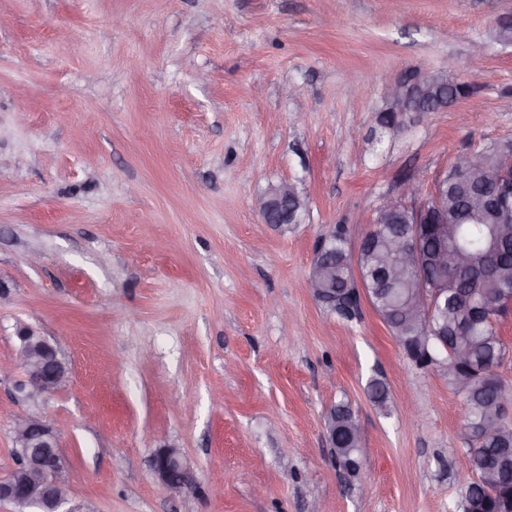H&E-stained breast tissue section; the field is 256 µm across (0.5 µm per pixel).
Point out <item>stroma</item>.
I'll return each mask as SVG.
<instances>
[{
    "mask_svg": "<svg viewBox=\"0 0 512 512\" xmlns=\"http://www.w3.org/2000/svg\"><path fill=\"white\" fill-rule=\"evenodd\" d=\"M510 16L512 0H0V476L34 413L78 512H462L445 365L306 280L334 225L357 249L404 178L430 191L512 140V45L494 37ZM476 67L471 96L369 146L395 81ZM282 182L306 205L262 223ZM23 326L70 371L35 401L14 390ZM339 402L362 429L354 476L329 439ZM162 448L193 492L155 479Z\"/></svg>",
    "mask_w": 512,
    "mask_h": 512,
    "instance_id": "1",
    "label": "stroma"
}]
</instances>
